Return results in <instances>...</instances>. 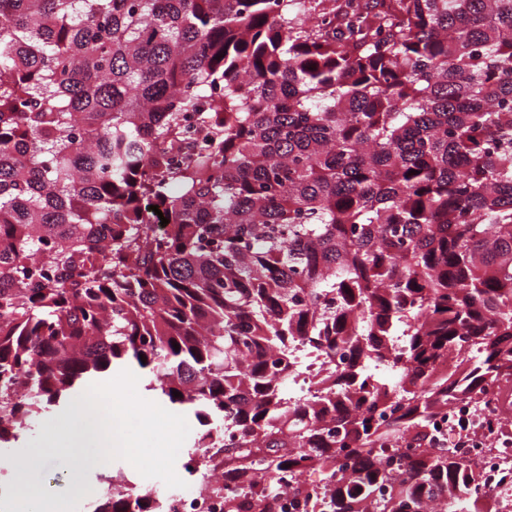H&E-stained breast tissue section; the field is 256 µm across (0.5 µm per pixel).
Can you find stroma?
<instances>
[{"instance_id":"obj_1","label":"stroma","mask_w":512,"mask_h":512,"mask_svg":"<svg viewBox=\"0 0 512 512\" xmlns=\"http://www.w3.org/2000/svg\"><path fill=\"white\" fill-rule=\"evenodd\" d=\"M111 389L112 403L120 409L119 427L123 437L139 451V459H131L123 449H107L104 467L88 469L74 475L66 452L52 455L48 469H33L29 481L36 491H52L64 497L67 512H81L84 504L94 500L102 476L123 471L138 482L163 488L177 478L176 462L197 433L195 421L178 419L170 423L168 407L147 392L139 376L130 371H117L101 383ZM80 479L82 491L72 494L71 482Z\"/></svg>"}]
</instances>
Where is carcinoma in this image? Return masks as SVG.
Instances as JSON below:
<instances>
[{"label": "carcinoma", "instance_id": "1", "mask_svg": "<svg viewBox=\"0 0 512 512\" xmlns=\"http://www.w3.org/2000/svg\"><path fill=\"white\" fill-rule=\"evenodd\" d=\"M123 367L224 512H496L427 428L512 377V0H0V447ZM297 358L301 369L292 384L293 395L298 398L309 396L310 382L316 380V375L322 374L324 368L321 367L320 359L315 358L312 354L302 357L300 352ZM308 473V468H305L299 472H287L275 477L274 486L278 493L279 508L277 510L279 512H298L300 510L292 506V489L297 486L307 488L315 487L317 483L308 481Z\"/></svg>", "mask_w": 512, "mask_h": 512}]
</instances>
